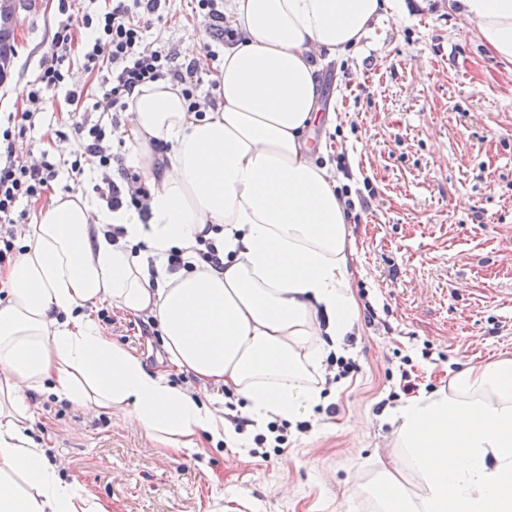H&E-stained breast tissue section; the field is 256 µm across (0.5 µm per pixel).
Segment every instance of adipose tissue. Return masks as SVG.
<instances>
[{
    "label": "adipose tissue",
    "instance_id": "1",
    "mask_svg": "<svg viewBox=\"0 0 512 512\" xmlns=\"http://www.w3.org/2000/svg\"><path fill=\"white\" fill-rule=\"evenodd\" d=\"M457 3L480 42L512 62V0ZM405 9L403 0H230L240 38L225 43L213 76L216 110L188 112L168 81L133 93L126 164L149 185L148 218L57 196L0 273V512H107L46 463L27 427L35 394L120 412L178 456L207 440L241 442L212 401L104 336L90 304L153 316L169 365L232 391L256 421L320 402L322 361L353 332L358 305L345 206L306 137L320 117L315 55L357 51L372 23ZM113 226L124 230L115 242ZM202 236L223 269L198 261ZM174 246L193 269L168 272ZM397 418L403 464L383 471L379 512H512L511 360L456 374Z\"/></svg>",
    "mask_w": 512,
    "mask_h": 512
}]
</instances>
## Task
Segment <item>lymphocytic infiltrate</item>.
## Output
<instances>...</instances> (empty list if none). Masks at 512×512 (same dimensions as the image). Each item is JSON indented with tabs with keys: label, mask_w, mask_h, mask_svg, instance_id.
Returning <instances> with one entry per match:
<instances>
[{
	"label": "lymphocytic infiltrate",
	"mask_w": 512,
	"mask_h": 512,
	"mask_svg": "<svg viewBox=\"0 0 512 512\" xmlns=\"http://www.w3.org/2000/svg\"><path fill=\"white\" fill-rule=\"evenodd\" d=\"M166 4L167 0H115L111 10L96 16L86 12L77 20L67 15L68 0H59V10L66 13L67 19L54 33L51 52L27 89V107L24 112L8 115L7 127L0 129V264L15 248L22 218L17 211L20 202L40 198L59 177L55 159L46 154L37 159L24 157L16 148V140L34 128L47 90L62 87L69 101L81 100V91L68 85L69 70L65 66L74 48L75 27L91 32L83 47L84 70L102 74L103 79L89 113L71 124L76 148L70 171L79 175L86 167L97 169L101 181L93 190L107 207H127L142 213L147 210L146 184L139 174L123 167L121 155L113 151L109 142L112 132L120 127L121 116L136 88L168 79L182 85L189 111L200 115L214 106V97L196 93L206 72V61L216 58L214 52L182 62L168 46L146 39L145 31L152 21L163 20Z\"/></svg>",
	"instance_id": "obj_1"
}]
</instances>
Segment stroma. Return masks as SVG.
Returning a JSON list of instances; mask_svg holds the SVG:
<instances>
[{"label":"stroma","mask_w":512,"mask_h":512,"mask_svg":"<svg viewBox=\"0 0 512 512\" xmlns=\"http://www.w3.org/2000/svg\"><path fill=\"white\" fill-rule=\"evenodd\" d=\"M407 13L374 24L359 51L319 53L320 106L331 113L308 133L317 163L348 187L352 293L374 316H359L342 354L360 372L333 385L327 403L304 413L265 462L238 448L206 446L176 457L120 415L40 398L29 426L51 449V464L74 475L109 512H376L354 498L394 462L393 407L410 357L419 394L448 389L461 369L512 358V64L484 47L448 0H405ZM157 39L183 55L202 54L204 16L195 0H168ZM58 0L18 13L16 54L0 81V117L25 109L20 90L39 72L60 21ZM36 127L18 141L37 158H69L58 133L74 114L64 90H50ZM112 341L163 368L161 337L112 311Z\"/></svg>","instance_id":"stroma-1"}]
</instances>
